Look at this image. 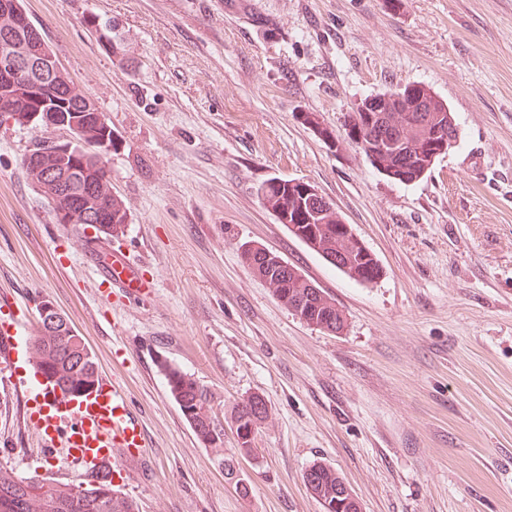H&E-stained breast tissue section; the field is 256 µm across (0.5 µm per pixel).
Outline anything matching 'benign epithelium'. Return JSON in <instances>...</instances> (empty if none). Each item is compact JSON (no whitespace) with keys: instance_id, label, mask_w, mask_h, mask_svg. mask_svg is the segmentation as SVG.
I'll list each match as a JSON object with an SVG mask.
<instances>
[{"instance_id":"obj_1","label":"benign epithelium","mask_w":512,"mask_h":512,"mask_svg":"<svg viewBox=\"0 0 512 512\" xmlns=\"http://www.w3.org/2000/svg\"><path fill=\"white\" fill-rule=\"evenodd\" d=\"M0 116L14 121L13 91L26 90L33 102L32 111L23 119L24 125L36 128H58L66 139L40 140L24 157V165L36 174L35 189L58 195L54 215L59 224H70L82 214L85 228L92 231L112 223V173L105 157L115 151L112 141L118 134L112 130L94 100L84 97L81 113L68 112L60 101L49 104L45 94L61 95L73 89L72 80L54 52L41 40L39 30L21 5V0H0ZM92 113V118L85 117ZM93 124H88V121ZM83 172V180L74 185L70 175L74 169ZM40 322L45 333L72 336L68 319L53 305L40 308Z\"/></svg>"}]
</instances>
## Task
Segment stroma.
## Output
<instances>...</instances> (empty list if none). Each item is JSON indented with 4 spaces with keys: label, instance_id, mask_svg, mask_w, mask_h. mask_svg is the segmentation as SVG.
Wrapping results in <instances>:
<instances>
[{
    "label": "stroma",
    "instance_id": "obj_1",
    "mask_svg": "<svg viewBox=\"0 0 512 512\" xmlns=\"http://www.w3.org/2000/svg\"><path fill=\"white\" fill-rule=\"evenodd\" d=\"M61 66L123 141L107 158L123 237L98 242L26 178L32 144L61 130L0 124V297L50 302L120 379L152 446L120 490L140 512H322L304 473L331 464L361 512H512V0H22ZM112 23L107 51L90 18ZM418 84L446 102L458 141L400 183L347 135L363 99ZM313 115L315 124L304 123ZM332 133L324 140L320 128ZM272 177L310 183L383 269L356 282L262 205ZM277 252L323 288L332 334L285 307L238 246ZM146 296L99 287L112 255ZM271 418L239 458L241 495L157 368ZM27 361L0 369V464L82 477L44 457L28 419Z\"/></svg>",
    "mask_w": 512,
    "mask_h": 512
}]
</instances>
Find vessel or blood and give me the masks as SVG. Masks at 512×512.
I'll return each mask as SVG.
<instances>
[{
    "label": "vessel or blood",
    "mask_w": 512,
    "mask_h": 512,
    "mask_svg": "<svg viewBox=\"0 0 512 512\" xmlns=\"http://www.w3.org/2000/svg\"><path fill=\"white\" fill-rule=\"evenodd\" d=\"M103 279L136 296L145 292L136 267L123 258L115 259L111 268L104 270ZM28 346L27 330L19 328L0 338V359L11 361ZM29 391L44 408L36 426L45 447L63 448L68 458L84 467L98 469L108 464L117 476L126 460L139 457L148 446L141 422L132 413L119 382L102 381L89 392L65 397L37 378Z\"/></svg>",
    "instance_id": "obj_1"
}]
</instances>
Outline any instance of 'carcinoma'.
Returning a JSON list of instances; mask_svg holds the SVG:
<instances>
[{"label":"carcinoma","instance_id":"1","mask_svg":"<svg viewBox=\"0 0 512 512\" xmlns=\"http://www.w3.org/2000/svg\"><path fill=\"white\" fill-rule=\"evenodd\" d=\"M403 97H420L429 104L427 112H401L399 117L405 123L401 134L395 139L386 133H395L382 113L375 111V102L363 103L357 111L348 114L351 123V138H361L356 144L370 162L379 165L378 149L393 148L397 156L396 165L387 177L400 183H411L421 179L434 164L431 150L418 149L408 141L417 125L439 124L457 138V126L448 124V105L434 99L422 88H404ZM262 204L274 215L280 224L290 225L291 236L307 248L319 254L328 250L345 248L346 233L343 225L336 223V211L321 209L319 196L305 195L304 183L293 179L273 177L257 188ZM128 207L122 198L112 199V224L102 231L103 238H117L124 235L127 227ZM241 257L246 260L251 272L264 279L260 267L267 265L278 272V278L270 280L269 288L278 299L293 312L303 311L309 321L319 324L324 311L333 312L334 332L345 327L346 317L327 292L307 278L296 266L289 263L276 266L262 246L243 243L239 247ZM377 260L356 251L347 256L341 272L349 278L363 283L370 276L380 275L376 269ZM33 368L45 375L54 374V385L68 394L91 390L98 375L93 367L94 360L88 358L85 346L77 336H48L42 327H37L30 342ZM160 371L166 380L169 394L182 411L197 438L205 445H223V429L211 413L212 395L200 382L179 368L160 364ZM270 417V411L263 398L251 395L234 407L232 418L243 420V426L261 428ZM317 473L310 492L322 506L323 512H347L336 503V485L344 481L340 473L330 464L315 462ZM112 468L101 469L92 479L79 478L69 483H60L47 477H35L32 483H24L17 476L0 466V512H139L138 502L114 488Z\"/></svg>","mask_w":512,"mask_h":512}]
</instances>
